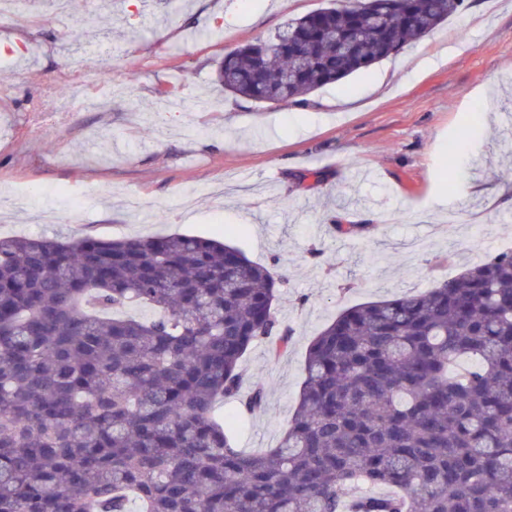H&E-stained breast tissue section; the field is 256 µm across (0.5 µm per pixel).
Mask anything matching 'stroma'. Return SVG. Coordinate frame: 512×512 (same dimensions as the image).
Returning a JSON list of instances; mask_svg holds the SVG:
<instances>
[{"label":"stroma","mask_w":512,"mask_h":512,"mask_svg":"<svg viewBox=\"0 0 512 512\" xmlns=\"http://www.w3.org/2000/svg\"><path fill=\"white\" fill-rule=\"evenodd\" d=\"M323 5L68 0L62 16L54 0H19L0 17V237L187 234L287 275L275 303L287 352L260 342L242 363L265 407H215L247 452L287 430L308 347L338 313L424 292L512 240V0H465L427 37L302 105L221 90L226 52ZM109 53L133 72L113 74L103 107L56 110L63 86L101 83Z\"/></svg>","instance_id":"stroma-1"}]
</instances>
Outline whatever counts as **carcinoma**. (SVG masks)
<instances>
[{
  "instance_id": "carcinoma-1",
  "label": "carcinoma",
  "mask_w": 512,
  "mask_h": 512,
  "mask_svg": "<svg viewBox=\"0 0 512 512\" xmlns=\"http://www.w3.org/2000/svg\"><path fill=\"white\" fill-rule=\"evenodd\" d=\"M463 4L328 0L225 53L218 82L300 102ZM283 282L192 235L0 238V512H512V251L339 313L279 444L250 453L213 408L265 404L242 361L288 350Z\"/></svg>"
}]
</instances>
